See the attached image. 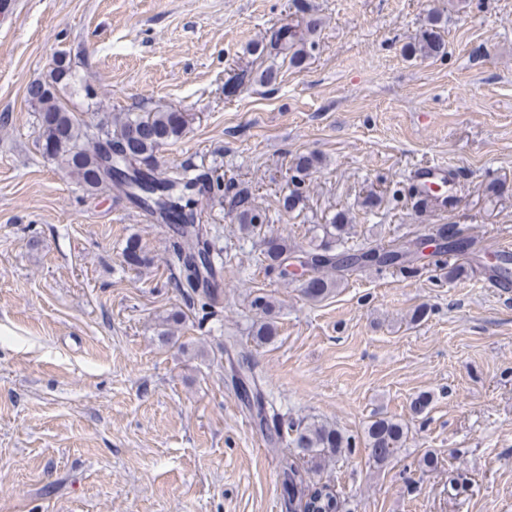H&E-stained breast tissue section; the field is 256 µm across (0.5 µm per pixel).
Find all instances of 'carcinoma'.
Listing matches in <instances>:
<instances>
[{
	"label": "carcinoma",
	"instance_id": "obj_1",
	"mask_svg": "<svg viewBox=\"0 0 512 512\" xmlns=\"http://www.w3.org/2000/svg\"><path fill=\"white\" fill-rule=\"evenodd\" d=\"M265 40L272 47H284L289 62L301 66L311 56L315 43L297 36L290 28L271 26ZM443 39L436 25L425 29L415 50L425 57L442 53ZM76 65L66 55L53 60L48 75L29 83L26 99L37 112L38 134L54 142L47 158L76 180L86 191H115L124 196L160 224L169 227L168 266L177 271L178 287L193 309L202 318L213 316L223 294L224 249L216 246L209 224L199 223L200 198H224L226 186L221 178H209L193 173L186 166H175L165 174L157 171V154L166 145L176 142L185 123L174 113L104 112L94 123L87 122L65 102L68 91L74 89ZM233 212L240 228L250 234L259 233L267 216L252 204L249 193L238 190L232 195ZM439 243L430 256L462 252L470 246L467 238L456 232L439 233ZM423 238L398 249L369 248L360 252L343 248L330 255L329 247L320 243L303 251L306 261L301 267L313 272L304 285L308 298L317 300L336 287V279L327 271L336 267L355 268L369 261L406 268L423 257ZM295 249L278 237L263 238L260 262L267 267L287 272L288 259ZM277 335L272 321L260 323L252 333L256 343H267ZM232 382L249 409L262 426L273 427L275 434H294L292 444L296 454L285 455L280 461V481L286 512H342L340 495L328 482H313L309 469L299 461L320 465L336 455L352 452L355 438L339 428L318 421L306 424L286 422L274 398L258 386V374L248 361L238 362ZM363 439L370 449L373 466L381 468L403 447L406 432L394 418L382 417L367 424Z\"/></svg>",
	"mask_w": 512,
	"mask_h": 512
}]
</instances>
